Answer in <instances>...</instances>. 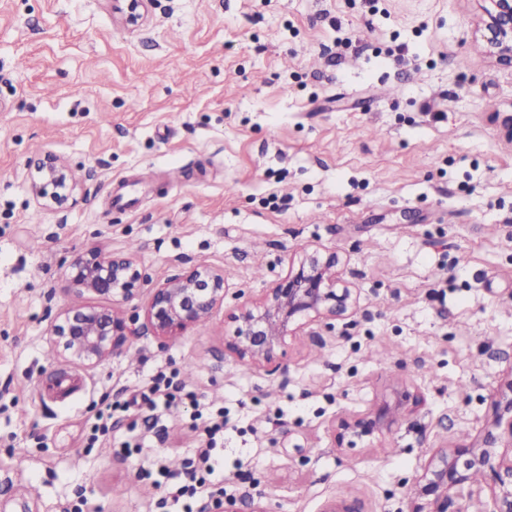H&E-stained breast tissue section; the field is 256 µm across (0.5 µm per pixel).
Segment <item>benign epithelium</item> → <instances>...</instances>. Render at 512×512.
Segmentation results:
<instances>
[{"label": "benign epithelium", "mask_w": 512, "mask_h": 512, "mask_svg": "<svg viewBox=\"0 0 512 512\" xmlns=\"http://www.w3.org/2000/svg\"><path fill=\"white\" fill-rule=\"evenodd\" d=\"M149 0H112V10L128 29L138 27ZM477 32L485 51L500 65L512 67V0H477ZM75 184L68 166L49 155L31 180L34 197L43 206L64 207L74 200ZM336 253L314 249L298 265L265 289L257 302L245 303L235 316L238 326L227 349L238 359L272 365L277 351L294 329L342 318L357 305L352 289L338 287ZM67 291L81 302L66 307L49 331L59 355L89 370L122 352L132 339L152 335L160 344L204 322L224 304L229 288L224 272L202 264L183 268L174 278L151 288L144 315L127 317L119 308L140 296L144 278L134 258L124 253L89 251L67 265ZM394 403L383 401L342 422L350 444L389 431L398 410L411 398L402 390ZM480 473L493 486L490 499L478 512H512V416L498 418L495 427L465 447L441 450L418 482V495L409 512H448L451 492L471 483Z\"/></svg>", "instance_id": "benign-epithelium-1"}]
</instances>
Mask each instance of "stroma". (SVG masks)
I'll return each mask as SVG.
<instances>
[{
    "label": "stroma",
    "mask_w": 512,
    "mask_h": 512,
    "mask_svg": "<svg viewBox=\"0 0 512 512\" xmlns=\"http://www.w3.org/2000/svg\"><path fill=\"white\" fill-rule=\"evenodd\" d=\"M477 10L150 0L129 32L110 0H0V512H163L137 471L192 457L195 395L226 425L193 512H408L433 454L491 427L512 381V141L491 119L512 114V67L484 54ZM46 155L75 206L35 200ZM307 247L339 255L358 309L289 339L277 371L238 360L239 307ZM89 250L231 287L184 336L88 371L47 336ZM159 371L171 409L124 408ZM402 384L418 401L392 429L339 447L340 420Z\"/></svg>",
    "instance_id": "1"
}]
</instances>
